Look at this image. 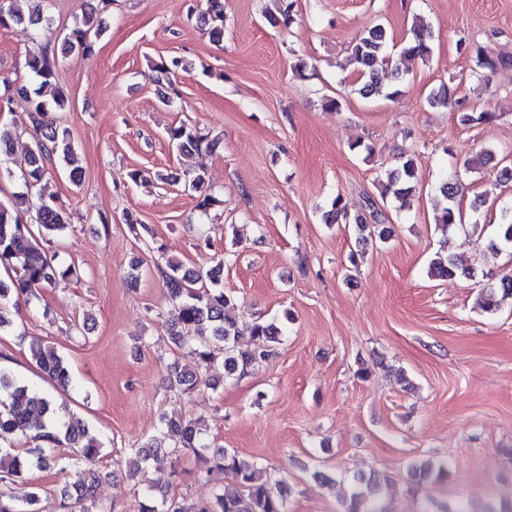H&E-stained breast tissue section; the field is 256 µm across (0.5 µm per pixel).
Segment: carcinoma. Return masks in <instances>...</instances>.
Segmentation results:
<instances>
[{
	"label": "carcinoma",
	"mask_w": 512,
	"mask_h": 512,
	"mask_svg": "<svg viewBox=\"0 0 512 512\" xmlns=\"http://www.w3.org/2000/svg\"><path fill=\"white\" fill-rule=\"evenodd\" d=\"M32 2V12L25 16L17 10L12 0H0V27L27 23L36 28H50L51 18L44 14L39 0ZM205 24L210 26V36L220 42L224 37L223 0H207ZM105 30L104 21L90 14L77 23L64 37L65 49L78 51L84 56L93 50V38ZM433 38L429 25L420 21L412 28L411 39L402 47L399 59L395 60L388 52L386 30L378 25L358 38L351 48V62L356 65L362 79L359 93L367 97L378 91L379 73L384 67L403 64L405 60L423 59L430 52ZM505 61L490 52L479 49L475 56L474 74L494 70ZM30 78L35 88L7 77L0 76V98L10 97L14 92L27 96L34 95L31 117L41 131L34 146L25 153L20 162L24 184L34 186L46 177L45 160L59 155L69 171V178L78 182L81 167L78 165L76 149L67 130L60 128L52 116V111L66 104V96L56 83L55 61L45 54L27 62ZM459 122L463 125L489 123L497 118L495 112H466L457 101ZM167 136L181 153H190L206 145L210 150L218 147V141L205 140L198 133L184 125L168 129ZM386 182L381 184V196L393 195L406 200L415 195L418 188V168L412 155H402L398 164L385 172ZM188 189L198 194L197 207L206 211L218 203V199L208 191L205 176L197 173L187 179ZM441 193L447 200L436 217V223L450 228L462 223V210L457 200L458 186L453 181H445ZM342 221L356 226L360 240L376 237L386 241L392 234L391 225L386 223L382 212L372 211V223L356 217L349 218L342 205L341 196H336L331 208L324 214L327 224ZM38 232L23 221L17 210L0 203V264L14 272L9 279L0 278V331L11 325L6 314L9 305H19L20 298L30 301L37 291L52 285L58 278L78 275L73 265L63 267L48 257L41 242L50 240L66 228L64 213L46 200H41L37 209ZM492 247L497 252L512 253V212H504L503 222L498 225ZM432 269L440 277H464L471 275L468 268L459 267L451 259H438ZM224 260L220 259L205 273L186 270L178 261L164 259L160 272L165 278L171 298L180 305V325L170 329L169 339L179 350H187L196 359L197 366L209 367L214 363L213 347L220 345L224 350V374L234 375L248 366L268 359L272 344L278 342L281 328L274 322L257 321L249 327V335H243L235 322L225 316V309L232 298L222 287ZM512 296V275L500 277L486 289L484 308L492 310L495 291ZM31 357L38 369L48 378L65 388L70 383V372L66 360L55 347L37 340L30 347ZM206 380L190 370L179 366L171 369L170 388L182 393H190ZM18 430L30 431V440L35 447L19 454L12 448L0 447V512H32L41 504L40 495L33 492L22 503H17L6 495L4 487L23 477L32 467L47 470L59 465L61 457L56 448L73 449L71 466L82 469L96 462L101 454V442L89 429L86 422L72 414L62 423H57L54 405L46 394L18 381L11 373L0 369V441L7 442ZM191 453L210 464L209 470H217L232 477L240 486L235 494L218 493L205 501L185 505L175 500L168 492L160 496L139 501L128 507L111 505L109 512H287L288 487L281 481H270L257 468V464L242 458L236 452L223 448L210 450L206 442L202 424L197 420H187L165 414L160 426L140 447L131 449L129 462L139 466H159L172 456ZM413 476L419 480L430 477H443L448 474V465L427 460L411 465ZM101 477L100 472L88 471V477H80L72 482L61 495L59 509L71 512L72 505L91 497L93 482ZM385 481L378 475L356 483L355 490L344 503L343 512H387L382 496Z\"/></svg>",
	"instance_id": "cac0c4a2"
}]
</instances>
